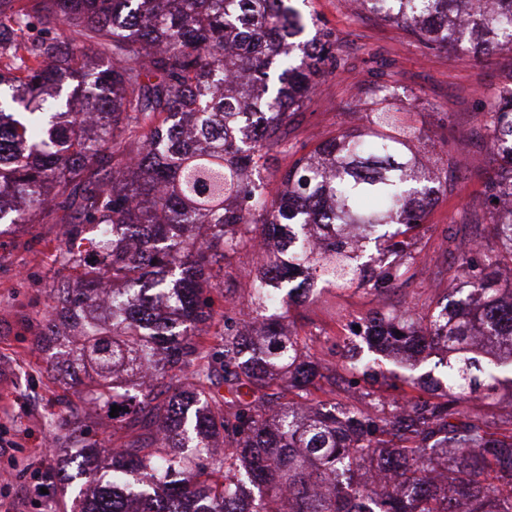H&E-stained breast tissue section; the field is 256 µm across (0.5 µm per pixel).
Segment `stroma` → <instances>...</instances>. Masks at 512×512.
I'll return each mask as SVG.
<instances>
[{
    "mask_svg": "<svg viewBox=\"0 0 512 512\" xmlns=\"http://www.w3.org/2000/svg\"><path fill=\"white\" fill-rule=\"evenodd\" d=\"M303 15L335 31L350 65L321 84L288 127L290 154H275L269 180L280 177L294 155L307 154L342 126H359L362 113L343 106L364 96L381 62H389V81L416 131L419 146L437 152L438 167L457 189L434 197L428 207L429 229L420 249L422 261L409 280L397 281L383 295L362 290L337 297L335 311L310 306L307 330L319 332L332 321L366 316L371 310L402 304L422 305L445 284L443 274L456 259V247L475 233L471 211L487 185L500 179L501 162L493 160L480 113L512 74V53L473 60L443 51L424 56L420 46L399 29L351 11L347 0H306ZM458 159L448 165L447 156ZM58 224H36L0 237V512H68L82 482L74 480L45 498V475L60 462L51 448L68 430L58 398L64 385L55 349L38 344V320L49 304L57 270L46 257L61 237ZM254 262L251 252L237 254L224 270L228 307L250 304L243 275Z\"/></svg>",
    "mask_w": 512,
    "mask_h": 512,
    "instance_id": "1",
    "label": "stroma"
}]
</instances>
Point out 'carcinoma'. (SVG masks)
<instances>
[{"mask_svg":"<svg viewBox=\"0 0 512 512\" xmlns=\"http://www.w3.org/2000/svg\"><path fill=\"white\" fill-rule=\"evenodd\" d=\"M357 2L428 53L512 51V0ZM306 26L294 0H0V225H65L40 340L87 373L67 426L121 407L105 474L86 438L53 449L48 498L81 459L71 512H512V409L490 410L512 401V177L443 297L300 335L313 287L383 292L418 265L424 198L450 189L380 82L367 125L272 191L292 117L348 64ZM481 120L512 173V82ZM258 236L251 306L217 312L204 289Z\"/></svg>","mask_w":512,"mask_h":512,"instance_id":"obj_1","label":"carcinoma"}]
</instances>
